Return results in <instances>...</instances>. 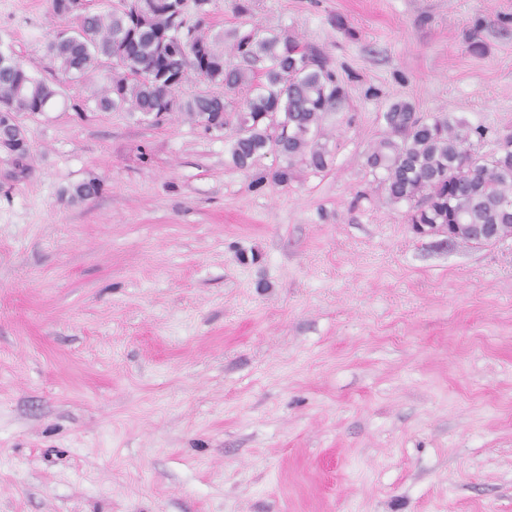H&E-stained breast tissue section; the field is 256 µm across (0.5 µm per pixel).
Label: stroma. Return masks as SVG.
Listing matches in <instances>:
<instances>
[{
	"label": "stroma",
	"instance_id": "35a3bbf8",
	"mask_svg": "<svg viewBox=\"0 0 512 512\" xmlns=\"http://www.w3.org/2000/svg\"><path fill=\"white\" fill-rule=\"evenodd\" d=\"M239 2L221 49L285 32L344 83L326 171L97 111L111 63L61 80L48 0H0L61 89L28 171L0 151V512H512V239L416 233L366 164L399 100L512 132V0ZM101 191V183L97 177L90 176L69 189L68 195L71 202L83 203L96 198Z\"/></svg>",
	"mask_w": 512,
	"mask_h": 512
}]
</instances>
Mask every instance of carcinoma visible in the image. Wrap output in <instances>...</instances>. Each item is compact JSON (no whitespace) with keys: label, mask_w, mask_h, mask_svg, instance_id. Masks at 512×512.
<instances>
[{"label":"carcinoma","mask_w":512,"mask_h":512,"mask_svg":"<svg viewBox=\"0 0 512 512\" xmlns=\"http://www.w3.org/2000/svg\"><path fill=\"white\" fill-rule=\"evenodd\" d=\"M59 2L49 0V7L67 22V34L56 33L48 52L60 73L76 80L112 61L107 85L93 96L97 109L138 112L154 121L183 112L204 130L220 132L228 124L224 94L244 89L230 149L237 168L247 170L269 153L282 157L286 164L258 177L259 184L267 178L288 183L297 164L316 174L328 168L322 122L340 108L347 90L320 53L286 33L265 36L253 26L234 32L233 63L205 33L211 0H148L136 14L127 0H114L105 12L73 13ZM191 73L206 89L186 97L181 87ZM58 94L0 51V109L13 113L9 124L0 119V150L21 173L29 159L28 145H20L26 139L21 118L49 111ZM382 120L367 165L381 173L390 201L408 204L407 223L438 233L459 224L460 237L478 245L512 229V148L479 155L473 139L484 138L485 128L443 112L425 117L407 101L391 104ZM100 191V180L90 176L68 195L83 203Z\"/></svg>","instance_id":"cac0c4a2"}]
</instances>
